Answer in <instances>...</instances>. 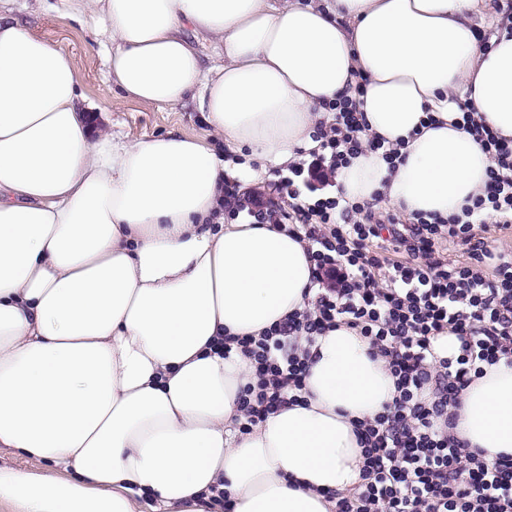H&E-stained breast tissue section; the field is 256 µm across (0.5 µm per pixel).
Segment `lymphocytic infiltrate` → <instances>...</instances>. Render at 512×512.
Segmentation results:
<instances>
[{
	"label": "lymphocytic infiltrate",
	"mask_w": 512,
	"mask_h": 512,
	"mask_svg": "<svg viewBox=\"0 0 512 512\" xmlns=\"http://www.w3.org/2000/svg\"><path fill=\"white\" fill-rule=\"evenodd\" d=\"M330 109L334 121L317 133L313 162L298 159L274 183L289 207L254 203L257 223L308 240L318 293L262 336L225 338V352L252 361L238 398L239 430L249 433L281 407L303 403L307 355L298 340L356 328L385 359L396 395L358 424L361 481L332 493L335 512H512V456L487 459L453 433L459 393L485 366L512 357V252L495 249L487 236L493 227L512 228V140L476 124L460 105L491 161L485 190L459 214H421L406 224L396 212L380 215L340 196L302 202L309 178L336 177L365 151L391 163L401 158L398 148L365 136L356 99ZM449 244L461 260L448 259ZM444 335L455 338L457 355H436Z\"/></svg>",
	"instance_id": "lymphocytic-infiltrate-1"
}]
</instances>
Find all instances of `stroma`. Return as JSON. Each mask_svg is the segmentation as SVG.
Masks as SVG:
<instances>
[{
	"mask_svg": "<svg viewBox=\"0 0 512 512\" xmlns=\"http://www.w3.org/2000/svg\"><path fill=\"white\" fill-rule=\"evenodd\" d=\"M13 15L33 32L60 45L78 70L80 86L94 104V123L124 140L179 131L204 134L206 127L193 106L171 109L125 101L112 90L107 62V37L92 24L52 10L49 0H9Z\"/></svg>",
	"mask_w": 512,
	"mask_h": 512,
	"instance_id": "35a3bbf8",
	"label": "stroma"
}]
</instances>
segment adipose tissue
<instances>
[{
	"instance_id": "adipose-tissue-1",
	"label": "adipose tissue",
	"mask_w": 512,
	"mask_h": 512,
	"mask_svg": "<svg viewBox=\"0 0 512 512\" xmlns=\"http://www.w3.org/2000/svg\"><path fill=\"white\" fill-rule=\"evenodd\" d=\"M107 29L121 99L194 102L212 133L92 134L77 68L0 8V512H334L356 486L357 422L395 382L359 329L310 348L305 403L247 434L250 377L228 336H258L314 298L308 243L225 223V155L284 168L317 148L326 106L358 97L368 135L401 146L339 170L344 197L406 217L461 212L490 160L459 103L512 140V15L491 0H58ZM491 29L483 38V29ZM223 60L205 65L188 32ZM367 83L356 95L358 76ZM455 433L512 454V364L458 396ZM0 463L12 464L16 468L33 471L49 472L55 469V465L49 460H27L16 454H11L7 448H0Z\"/></svg>"
}]
</instances>
